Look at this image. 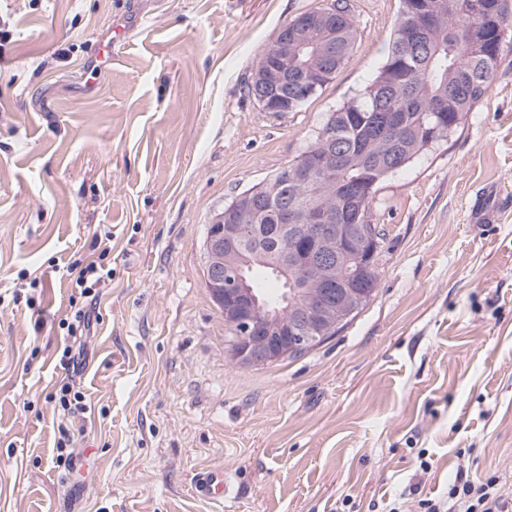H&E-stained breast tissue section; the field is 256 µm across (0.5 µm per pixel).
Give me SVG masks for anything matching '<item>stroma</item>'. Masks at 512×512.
Listing matches in <instances>:
<instances>
[{
	"mask_svg": "<svg viewBox=\"0 0 512 512\" xmlns=\"http://www.w3.org/2000/svg\"><path fill=\"white\" fill-rule=\"evenodd\" d=\"M331 2L0 0V512H413L460 469L512 490V32L457 132L380 185L378 286L335 336L240 363L205 286L213 218L386 60L399 0H351L355 47L300 111L246 95L278 30ZM97 256L82 342L69 266ZM68 377L85 411L53 401ZM213 467L221 505L195 491Z\"/></svg>",
	"mask_w": 512,
	"mask_h": 512,
	"instance_id": "stroma-1",
	"label": "stroma"
}]
</instances>
